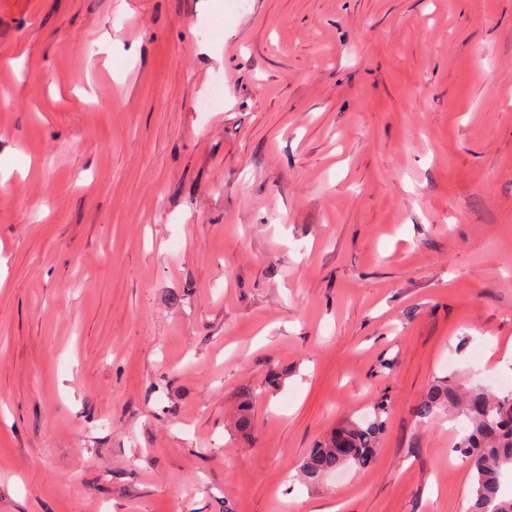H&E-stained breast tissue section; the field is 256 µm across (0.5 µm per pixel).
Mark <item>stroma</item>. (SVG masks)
<instances>
[{
	"label": "stroma",
	"instance_id": "obj_1",
	"mask_svg": "<svg viewBox=\"0 0 512 512\" xmlns=\"http://www.w3.org/2000/svg\"><path fill=\"white\" fill-rule=\"evenodd\" d=\"M458 378L512 393V0H0V512H467ZM384 405L374 408L375 418L362 422L349 421L335 429L310 449L300 472L308 481H315L346 465L367 466L374 457L382 421Z\"/></svg>",
	"mask_w": 512,
	"mask_h": 512
}]
</instances>
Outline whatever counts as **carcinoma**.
I'll use <instances>...</instances> for the list:
<instances>
[{"mask_svg":"<svg viewBox=\"0 0 512 512\" xmlns=\"http://www.w3.org/2000/svg\"><path fill=\"white\" fill-rule=\"evenodd\" d=\"M459 413L465 424L456 448L467 459L474 485L468 512H512V494L504 490L505 475L512 472V395L498 396L476 387L463 394L454 381L431 387L415 409L416 417L430 420L439 412ZM384 405L375 418L349 421L310 449L300 472L315 481L346 466L364 467L378 444Z\"/></svg>","mask_w":512,"mask_h":512,"instance_id":"1","label":"carcinoma"}]
</instances>
